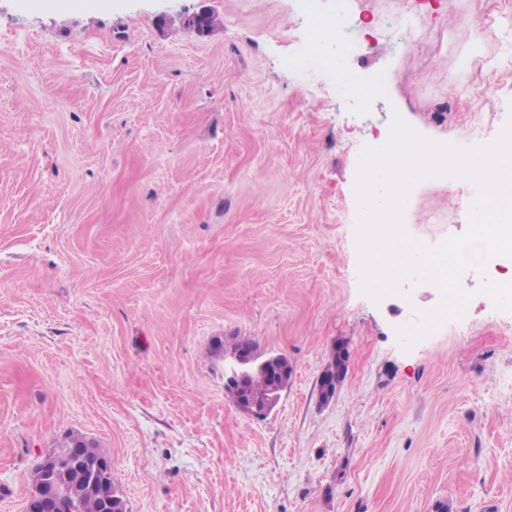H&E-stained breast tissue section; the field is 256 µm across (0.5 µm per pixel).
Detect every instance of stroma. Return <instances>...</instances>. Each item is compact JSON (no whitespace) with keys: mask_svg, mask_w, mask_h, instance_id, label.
<instances>
[{"mask_svg":"<svg viewBox=\"0 0 512 512\" xmlns=\"http://www.w3.org/2000/svg\"><path fill=\"white\" fill-rule=\"evenodd\" d=\"M107 2L0 0V512L71 430L127 512H512V311L478 291L512 261L403 348L440 294L362 293L354 192L394 117L462 146L501 131L512 0ZM203 7L209 35L176 24ZM332 12L350 41L314 44ZM340 73L380 82L340 93ZM413 194V237L465 232L470 182ZM233 336L287 357L271 411L226 397ZM348 367V354L342 347H336L333 350L330 362L325 366L321 376L328 377L331 389L335 392L345 377ZM321 377V384H323Z\"/></svg>","mask_w":512,"mask_h":512,"instance_id":"1","label":"stroma"}]
</instances>
